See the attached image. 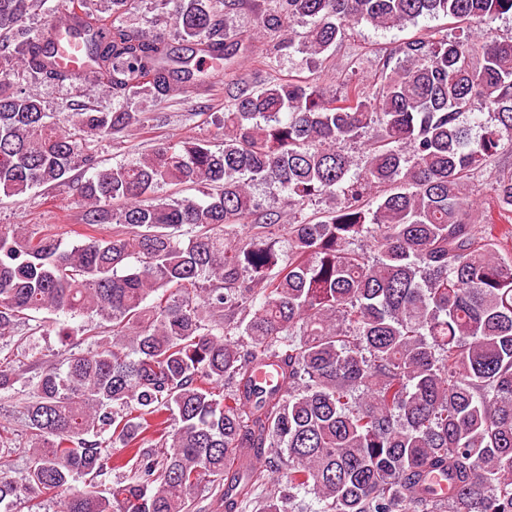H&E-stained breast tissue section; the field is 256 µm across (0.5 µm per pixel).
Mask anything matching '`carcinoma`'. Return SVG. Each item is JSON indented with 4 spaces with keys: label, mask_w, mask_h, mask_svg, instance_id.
Masks as SVG:
<instances>
[{
    "label": "carcinoma",
    "mask_w": 512,
    "mask_h": 512,
    "mask_svg": "<svg viewBox=\"0 0 512 512\" xmlns=\"http://www.w3.org/2000/svg\"><path fill=\"white\" fill-rule=\"evenodd\" d=\"M77 2L63 17L86 37L79 77L116 105L78 109L66 131L14 82L72 78L52 55L60 26H26L42 0H0V195L90 170L74 184L83 224L112 226L63 248L0 225V395L24 388L28 427L25 471L0 467V512L44 497L56 512H191L204 483L224 512H308L301 493L316 512H512V171L486 210L464 198L512 150V38L488 32L512 0H274L261 27L307 62L355 25L441 14L458 29L396 44L375 91L342 95L231 92L248 49L238 0H156L232 76L222 145L185 137L110 168L94 142L145 128L125 100L208 85L194 56L129 24L137 0ZM363 138L361 161L345 146ZM260 186L288 211L261 209ZM41 312L98 323L29 376L4 351L31 344Z\"/></svg>",
    "instance_id": "1"
}]
</instances>
